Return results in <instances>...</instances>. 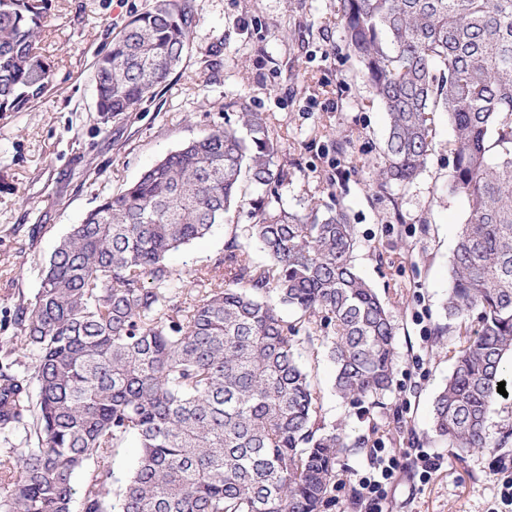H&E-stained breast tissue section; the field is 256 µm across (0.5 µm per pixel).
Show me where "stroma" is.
Segmentation results:
<instances>
[{"mask_svg": "<svg viewBox=\"0 0 512 512\" xmlns=\"http://www.w3.org/2000/svg\"><path fill=\"white\" fill-rule=\"evenodd\" d=\"M153 0H52L43 53L54 65L51 89L24 112L0 115V341L18 335L16 314L30 306L40 274L72 225L137 180L151 165L212 129L235 123L241 109L269 116L281 141L288 181L284 205L302 211L319 201L347 210L355 227L353 260L393 314L394 385L374 405L342 404L335 365L304 351L322 396L326 425L404 452L443 457L428 481L402 480L390 512H496L497 472L512 470V444L458 461L433 429V402L452 369L456 324L445 310L448 265L468 204L448 194L452 163L446 117L437 145L410 184L387 194L371 188L386 118L358 60L345 49L340 0H194L197 24L179 66L137 111L97 110L94 62ZM353 146L339 152L336 141ZM206 237L170 253L182 277L212 267L231 236L247 239L249 202ZM367 450L341 455L346 484L325 512H358L356 476Z\"/></svg>", "mask_w": 512, "mask_h": 512, "instance_id": "1", "label": "stroma"}]
</instances>
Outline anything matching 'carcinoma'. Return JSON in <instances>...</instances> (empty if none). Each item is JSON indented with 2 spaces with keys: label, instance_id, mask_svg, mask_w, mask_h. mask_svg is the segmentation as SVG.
Masks as SVG:
<instances>
[{
  "label": "carcinoma",
  "instance_id": "1",
  "mask_svg": "<svg viewBox=\"0 0 512 512\" xmlns=\"http://www.w3.org/2000/svg\"><path fill=\"white\" fill-rule=\"evenodd\" d=\"M51 0H0V112H24L52 86L40 43ZM345 48L387 118L379 190L411 183L452 138L448 195L467 199L448 266V318L463 336L434 400V428L463 457L502 448L488 421L512 390V0H341ZM193 0H153L95 66L97 110L119 116L155 96L195 27ZM263 112L192 140L73 226L44 270L16 349L33 373L0 368V512H323L336 461L365 448L320 423L300 347L336 365L344 402L391 390L395 326L352 263L343 209L275 204L288 167ZM252 201L251 237L185 288L167 259ZM297 318L287 320L280 307ZM37 396L31 395V384ZM140 454L119 490L111 459ZM94 462L80 487L74 474Z\"/></svg>",
  "mask_w": 512,
  "mask_h": 512
}]
</instances>
